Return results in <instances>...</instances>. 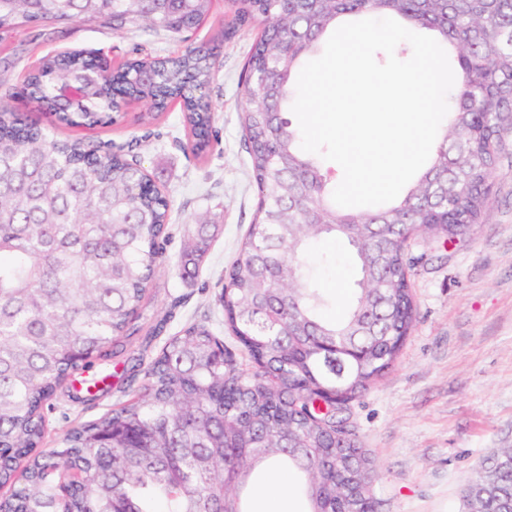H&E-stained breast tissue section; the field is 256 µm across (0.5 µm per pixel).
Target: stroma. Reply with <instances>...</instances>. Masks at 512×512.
<instances>
[{"label": "stroma", "mask_w": 512, "mask_h": 512, "mask_svg": "<svg viewBox=\"0 0 512 512\" xmlns=\"http://www.w3.org/2000/svg\"><path fill=\"white\" fill-rule=\"evenodd\" d=\"M260 32V26H244L221 43L210 23L190 32L192 43L219 44L223 60L207 89L221 143L206 161L184 151L176 107L148 129L129 118L113 127L59 132L63 138L116 144L140 138L135 156L172 201L168 266L147 289L137 331L124 340L127 354L148 361L160 351L165 336H150L149 328L172 307L177 315L165 335L204 320L213 322L216 333L224 331L218 302L224 269L237 257L258 202L238 81ZM137 44L162 55L184 47L175 39L153 40L141 30L121 34L84 23L60 30L39 22L0 39V65L12 63V75L20 79L48 54L83 49L116 61ZM202 214L221 230L197 279L185 281L172 265L184 244L185 225ZM410 254L417 260L415 326L394 366L351 403V420L360 447L376 462L372 489L377 512H466L462 492L480 460L495 449L512 447V148L497 163L484 210L471 231L451 241H415ZM311 263L330 299L326 315L336 318L358 279L353 251L347 243L324 241ZM115 370V362L108 361L75 372L78 380L112 374V386L88 402L72 401L67 389H60L46 413V447H58L68 428L125 401L130 388Z\"/></svg>", "instance_id": "obj_1"}]
</instances>
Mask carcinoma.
<instances>
[{
  "label": "carcinoma",
  "instance_id": "cac0c4a2",
  "mask_svg": "<svg viewBox=\"0 0 512 512\" xmlns=\"http://www.w3.org/2000/svg\"><path fill=\"white\" fill-rule=\"evenodd\" d=\"M214 0H0V33L40 21L179 36ZM236 20L264 24L247 64L243 128L258 190L254 221L224 272V346L207 322L166 339L141 391L43 447L44 410L78 367L132 335L168 243L171 201L110 142L60 139L61 127L119 124L114 103L153 124L179 105L184 149L219 144L206 89L216 48L134 55L97 75L81 53L49 56L15 85L41 125L0 106V512H245L254 470L269 459L301 477L287 493L309 512L376 507L374 460L348 426L349 404L397 360L416 317L406 233L454 239L477 223L499 157L512 143V0H234ZM353 17L397 18L454 53L448 124L428 165L395 200L334 203L317 161L285 114L306 61ZM78 88L65 99L60 84ZM216 225L188 226L176 269L194 278ZM331 237L355 249L360 278L338 320L303 261ZM249 359L238 365L236 352ZM112 375L74 388L92 400ZM464 497L475 512H512V448L484 458Z\"/></svg>",
  "mask_w": 512,
  "mask_h": 512
}]
</instances>
